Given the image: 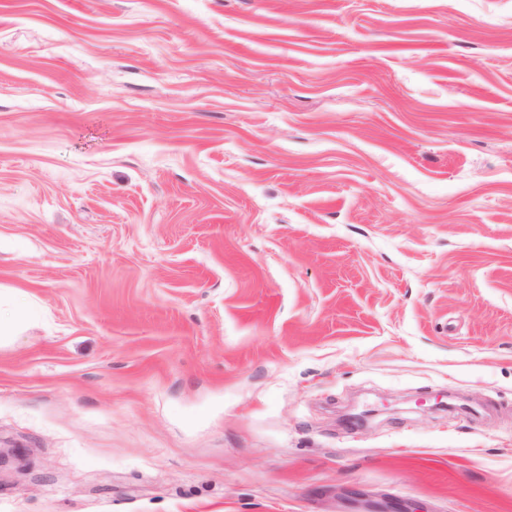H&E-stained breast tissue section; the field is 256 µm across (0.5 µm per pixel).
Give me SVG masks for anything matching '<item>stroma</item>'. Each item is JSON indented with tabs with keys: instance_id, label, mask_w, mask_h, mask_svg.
Returning a JSON list of instances; mask_svg holds the SVG:
<instances>
[{
	"instance_id": "stroma-1",
	"label": "stroma",
	"mask_w": 512,
	"mask_h": 512,
	"mask_svg": "<svg viewBox=\"0 0 512 512\" xmlns=\"http://www.w3.org/2000/svg\"><path fill=\"white\" fill-rule=\"evenodd\" d=\"M0 512H512V0H0Z\"/></svg>"
}]
</instances>
